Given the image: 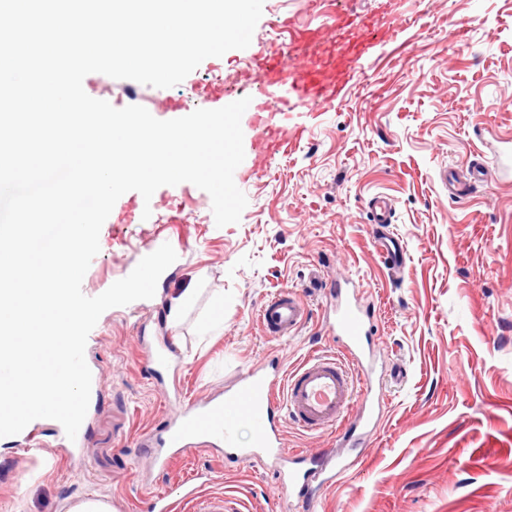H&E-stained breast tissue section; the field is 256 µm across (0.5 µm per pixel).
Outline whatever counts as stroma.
<instances>
[{"instance_id":"1","label":"stroma","mask_w":512,"mask_h":512,"mask_svg":"<svg viewBox=\"0 0 512 512\" xmlns=\"http://www.w3.org/2000/svg\"><path fill=\"white\" fill-rule=\"evenodd\" d=\"M377 0H268L251 45L231 50L218 70L200 64L177 86L160 89L101 73L85 92L163 119L162 101L205 107L211 86L224 98L252 93L251 53L284 43V19L318 24L336 13L376 11ZM395 42L378 48L334 107L306 117L291 141L243 186L239 223L217 227L209 194L184 182L161 187L194 205L169 223L160 207L148 224L104 222L100 251L82 290L97 296L144 252L170 243L176 261L153 298L106 310L90 332L85 359L101 388L86 419L87 444L61 458L56 421L0 440V512H67L97 495L115 512H144L150 492L178 496L190 472L202 489L246 501L250 512H295L276 475L225 461L206 446L158 471L142 445L177 404L165 388L205 400L223 395L268 356L294 368L308 351H335L324 331L326 285L351 278L375 309L388 383L384 418L355 467L319 493V512H512V182L492 177L453 197L444 169L467 174L495 157L490 133L512 134V0H392ZM486 135H478V128ZM391 197V225L407 261L391 274L377 255L367 204ZM199 289L180 324L169 301ZM295 290L309 317L298 336L275 340L256 313L268 294ZM224 321L212 326L215 314ZM167 341L176 357L162 380L143 367L144 341ZM46 441L26 455L33 439Z\"/></svg>"}]
</instances>
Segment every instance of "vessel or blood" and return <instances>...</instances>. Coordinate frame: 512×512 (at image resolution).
<instances>
[{"label":"vessel or blood","mask_w":512,"mask_h":512,"mask_svg":"<svg viewBox=\"0 0 512 512\" xmlns=\"http://www.w3.org/2000/svg\"><path fill=\"white\" fill-rule=\"evenodd\" d=\"M284 28L289 42L253 55L258 92L247 112L256 137L250 162L234 173L239 185L287 150L289 133H302V126H289L287 114L334 103L371 49L394 38L398 19L393 16L380 24L373 16L344 11L337 13L332 28L289 21ZM368 206L376 228L375 250L387 270H399L405 264L404 250L382 231L391 221L392 202L378 196ZM143 210L141 194L127 192L117 200L112 221L142 223ZM259 319L269 336L283 339L300 332L308 310L300 298L283 290L268 298ZM324 322L339 355L311 354L290 372L272 359L243 373L225 389L223 398L182 403L178 417L166 420L153 435L159 448L156 465L164 470L199 445L220 446L226 458L273 471L298 512H315L318 490L337 483L354 461L347 446L321 452L286 448L284 423L307 432L339 425L350 443L377 430L385 407L383 397L375 392L383 364L374 339V315L356 289L345 282L330 284ZM243 425L253 431L252 447L237 444V431ZM202 477L198 471L184 479L178 499L149 495L148 512H233L224 496L201 495L197 482Z\"/></svg>","instance_id":"1"}]
</instances>
